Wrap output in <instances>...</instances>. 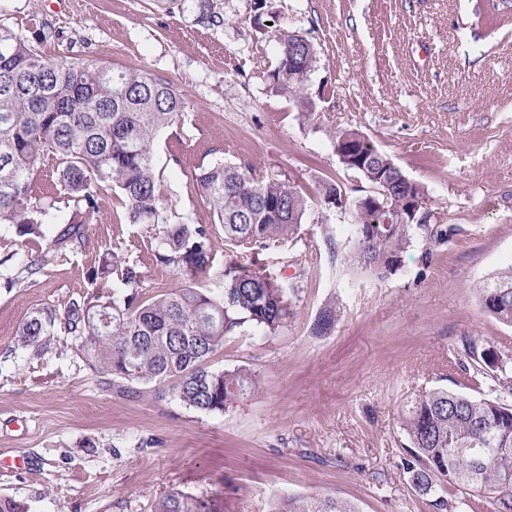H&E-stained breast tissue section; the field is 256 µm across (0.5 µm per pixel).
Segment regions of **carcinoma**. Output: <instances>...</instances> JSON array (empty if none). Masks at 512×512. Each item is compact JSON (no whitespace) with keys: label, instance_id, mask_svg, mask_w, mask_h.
Segmentation results:
<instances>
[{"label":"carcinoma","instance_id":"obj_1","mask_svg":"<svg viewBox=\"0 0 512 512\" xmlns=\"http://www.w3.org/2000/svg\"><path fill=\"white\" fill-rule=\"evenodd\" d=\"M163 10L176 7L194 24L218 32L224 13L218 0H153ZM512 12V0H476L472 15L486 18ZM280 54L268 72L269 85L302 113L309 112L307 81L317 62L306 37L279 30ZM173 85L138 68L113 67L93 58L46 56L0 18V226L25 239L43 237V226L71 208L65 229L52 242L64 249L84 237L83 228L99 213L101 197L115 194L129 223L143 226L146 248L156 262L174 269L185 284L146 300L141 274L119 251L89 272L92 292L63 309L32 312L18 331V346L47 350L63 334L76 342L88 368L121 390L144 385L158 398L169 397L208 414H224L253 395L256 372L213 369L208 360L224 337L252 329L271 336L296 314L292 294L279 278L229 262L218 291L197 288L196 279L212 267V234L202 224L172 223L155 172L153 145L161 130L184 112ZM333 144L354 145L370 173L396 179L390 211L356 213L360 228L347 261L384 279L397 271L420 232L436 243L447 231L429 224H390L405 210L402 171L357 128L335 132ZM57 174V192L38 197L35 175L47 165ZM201 199L212 211L213 227L232 251L252 256L291 238L303 223L307 202L301 191L276 177H256L217 160L196 175ZM484 310L512 326V265L479 288ZM336 322V309L323 310L314 324L318 335ZM473 363L497 369L480 398L434 389L413 393L399 412L409 442L404 461L411 482L435 493L433 507L444 512V497L459 491L460 508L476 512L487 498L491 512H512V377L508 362L491 349L466 342ZM154 512H213L210 500L170 492ZM275 512H358L335 496H292Z\"/></svg>","mask_w":512,"mask_h":512}]
</instances>
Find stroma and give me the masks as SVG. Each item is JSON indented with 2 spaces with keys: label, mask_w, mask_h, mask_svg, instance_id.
<instances>
[{
  "label": "stroma",
  "mask_w": 512,
  "mask_h": 512,
  "mask_svg": "<svg viewBox=\"0 0 512 512\" xmlns=\"http://www.w3.org/2000/svg\"><path fill=\"white\" fill-rule=\"evenodd\" d=\"M221 0L220 32L158 9L153 0H0V18L27 39L34 19L59 32L48 56L136 66L171 82L186 108L154 144L172 222L208 224L195 177L221 159L289 182L308 207L294 239L263 252L264 270L294 295L282 331L226 337L213 368L246 367L259 388L221 415L151 393L128 394L93 375L72 337L47 350L17 347L43 307L89 293L87 273L119 249L145 296L180 286L103 198L96 223L65 253L50 251L61 224L25 240L0 229V498L23 512H153L182 490L214 512H271L294 495L335 496L358 512H435L403 467L402 399L444 388L481 397L462 372L465 340L512 358V326L486 314L478 290L512 265V14L460 36L471 0ZM307 37L317 63L303 117L266 78L277 29ZM366 133L428 194L438 244L414 236L387 279L345 263L351 214L328 207L325 183L349 197L368 185L340 163L339 128ZM337 318L318 335L326 307Z\"/></svg>",
  "instance_id": "35a3bbf8"
}]
</instances>
